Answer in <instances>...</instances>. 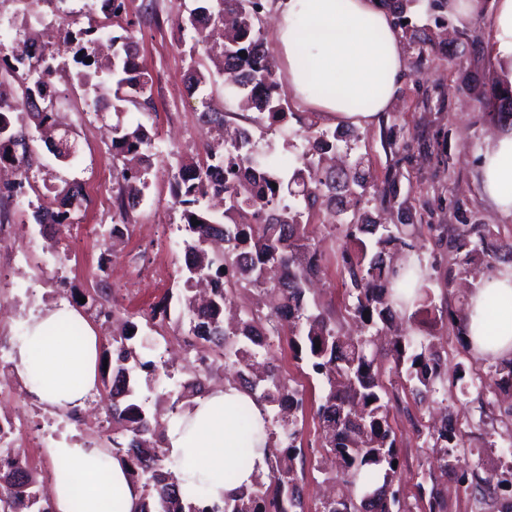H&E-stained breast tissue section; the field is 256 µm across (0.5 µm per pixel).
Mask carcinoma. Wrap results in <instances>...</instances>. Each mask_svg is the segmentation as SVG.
<instances>
[{"mask_svg": "<svg viewBox=\"0 0 512 512\" xmlns=\"http://www.w3.org/2000/svg\"><path fill=\"white\" fill-rule=\"evenodd\" d=\"M210 5L190 10L191 27L199 23L220 24L224 41L205 49V59L193 61L188 81L199 88L211 81L205 60L218 62V73L240 97L242 105L256 111L270 123L286 118L288 103L279 93L263 30V0H209ZM123 0H105L103 18H89L87 26L75 32L61 19L63 40L70 43L82 36L77 52L85 70L75 74L77 83L88 88L92 97L86 106L95 115L112 109L120 114L127 104L150 108L152 80L139 62L133 30L125 27L120 35L112 31ZM55 57L40 53L9 61L0 48V101L5 97L17 105L0 106V164L18 169L25 182L36 178L30 138L16 125L14 114L27 112L37 121L36 128L53 126L55 101L49 77L59 65ZM502 122L512 124V101L494 96L480 102ZM203 123L214 132V142L190 165L172 175L176 202L185 206L183 240L189 256L183 291L190 318L188 346L209 349L214 360L235 369L236 383L256 401L267 406L271 423L281 433H268V474L257 476L252 487L222 503L208 502L199 493L181 485L169 470L167 452L158 430L157 417L149 416L139 402L138 372L148 375L159 370L157 363L143 358L150 349L136 342L138 325L125 321L112 335V381L102 380L99 396L110 402L106 423L112 425L107 438L113 455L124 458L133 483L141 486V512H305L303 487L297 464L304 463L298 415L304 411L303 394L288 384L275 365L260 371L255 359L270 354L273 343L263 334L262 322L268 316L249 309L235 325L224 324V305L231 287L244 285L260 290L272 302L271 314L291 323L290 345L297 360L323 382V400L318 408L321 444L336 459L327 480L346 487V491L321 503V512H410L394 488L399 459L396 438L388 422L386 388L375 370L376 353L372 336L351 338L336 331L331 317L306 298L307 285L321 271L322 253L307 235V217L315 207L327 210V223L343 224L350 208L360 205L367 174L362 161L336 173L324 172L317 157L336 149L343 132L314 131L307 137L302 167L293 172L259 159L257 142L251 129H238L231 145L224 144V113L206 111ZM113 157L137 155L140 164L121 172L123 185L117 189L112 231L128 223L130 201L147 186L153 168L152 136L146 126L112 125ZM294 198L285 202L284 195ZM224 202V212L216 215L207 201ZM85 201L79 185L67 183L52 201L38 202L32 216L38 224L64 228L70 210ZM200 224L192 225L191 217ZM231 220L224 224L220 217ZM440 238L448 239L460 272L478 270L488 258L512 259V242L498 237L488 225L473 224L465 230L436 228ZM367 234L365 242L359 235ZM345 237L358 242L357 249L344 250L342 269L350 308L371 329L387 324L395 315L392 299L395 288H414L418 311L432 305L431 289L425 280H415L386 262L391 249L410 248L407 234L399 224L384 226L365 213L361 223L346 225ZM320 347H315V341ZM395 373L405 388L420 400L436 398L444 390L446 371L433 336L400 331L392 339ZM491 377L500 390H512V358H502L491 366ZM207 373L194 370L181 382L183 390L200 395L207 390ZM427 436L437 448L430 464L431 488L427 512H444V501L437 488V475L456 468L457 449L464 446L453 419L445 417L428 428ZM477 478L482 501L494 498L491 479L477 473L461 472ZM40 473L27 464L18 452L0 454V512H51L50 503L39 495Z\"/></svg>", "mask_w": 512, "mask_h": 512, "instance_id": "cac0c4a2", "label": "carcinoma"}]
</instances>
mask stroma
<instances>
[{
	"mask_svg": "<svg viewBox=\"0 0 512 512\" xmlns=\"http://www.w3.org/2000/svg\"><path fill=\"white\" fill-rule=\"evenodd\" d=\"M439 3L417 0L406 15H393L406 59L399 96L389 112L369 126L355 128L340 146L351 157H363L372 175L374 187L367 190L360 212L381 215L391 224L409 225L411 254L433 292L429 311L416 313L409 324L415 329L432 326L441 346L448 389L443 405L464 435L461 469L476 471L482 478L493 474L501 481L496 500L480 511L473 485L460 482L458 471L449 472L438 480L445 512H500L502 504L512 502V474L505 470L512 462L507 452L512 445V413L496 404L488 414H481V402L494 401L497 392L489 374L491 361L465 350L452 324L453 318L462 317L469 289L478 284L482 274H468L463 284L449 280V272L457 268L455 256L433 231L439 224L459 229L487 224L501 237L512 238V219L501 217L491 207L478 176L479 153L503 125L495 116L466 107L467 102L490 95L500 73L492 51L496 0H478L477 12L466 23L440 8ZM193 7V0H125L124 16L136 30L139 61L153 79L154 109L147 114L130 105L122 116L108 111L95 117L72 79L79 69L72 61V50L52 42V49L61 50L68 62L52 79L56 118L70 132L76 153L59 161L44 137H35V165L47 178L38 181L35 190L18 194L9 190L16 174L0 166V263L19 269L13 280L0 283V341L6 346H13L23 333L30 311L61 303L75 308L80 297L96 296L117 317L138 324L140 335L156 345L152 353L155 360L165 358L171 340L185 339L190 328L179 300L185 270L182 208L174 203L170 182L181 165L213 140L212 132L199 121L200 112L225 106L229 125L251 128L259 150H271L273 160L287 161L292 169L300 165L308 126L330 128L324 115L302 109L294 101L285 121L272 126L254 122L252 113L239 110L228 100L224 78L218 74L213 75L211 84L189 91L188 49L196 33L184 20ZM118 120L148 127L155 138L154 165L139 203L129 212L127 229L120 238L112 239L104 231L112 226L122 166L112 151L111 127ZM391 132L396 135L392 145L387 142ZM392 175L397 178L400 200L407 202V213H400L397 202L375 191L376 185ZM72 180L82 183L87 201L72 211L69 229L58 231L36 224L29 200L35 193L56 190ZM324 217L320 210L310 218L309 235L323 254L313 298L337 328L352 333L356 323L346 309L348 296L341 278L344 229L325 225ZM161 302L168 306L167 320L153 327L146 325V315ZM289 339L287 325H280L272 358L280 373L304 394L305 410L299 427L306 462L299 479L309 512H319L322 497L329 490L319 466L324 455L317 416L322 390L319 378L295 359ZM375 352L401 458L396 486L410 512H424L419 485L435 455L425 434L433 422V405L415 401L405 390L393 371L387 337L378 339ZM194 360V351L182 350L174 377L160 373L143 385L141 400L147 412L170 419L167 403L158 396L176 390L178 381L192 371ZM461 364L481 378L465 397L460 395L461 383L456 379ZM4 415L15 425V448L49 479L59 467L45 449L29 446L32 431L45 432L50 441L68 436L100 447L106 442L101 434L105 402L87 404L79 417L65 419L60 411L30 398L24 381L16 375L0 382V416Z\"/></svg>",
	"mask_w": 512,
	"mask_h": 512,
	"instance_id": "stroma-1",
	"label": "stroma"
}]
</instances>
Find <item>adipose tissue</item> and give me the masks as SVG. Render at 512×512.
Wrapping results in <instances>:
<instances>
[{"label": "adipose tissue", "instance_id": "adipose-tissue-1", "mask_svg": "<svg viewBox=\"0 0 512 512\" xmlns=\"http://www.w3.org/2000/svg\"><path fill=\"white\" fill-rule=\"evenodd\" d=\"M276 40L288 63V91L302 106L334 123L363 126L397 99L405 70L399 35L379 0H278ZM483 192L493 208L512 217V131L497 133L480 164ZM509 307H501L503 299ZM497 307V319L486 312ZM82 326L79 336L71 324ZM462 327L473 352L512 357V265L484 278L469 297ZM98 337L77 310L60 306L31 313L14 346L19 376L31 377V398L77 413L97 386ZM248 409L256 428L265 411L232 384L196 397L173 416L164 448L179 479L198 485L212 501H223L266 472L263 440L242 442L238 413ZM248 467H237L240 455ZM49 455L68 480L55 484L54 512H139L142 492L122 460L103 448L72 438L55 441Z\"/></svg>", "mask_w": 512, "mask_h": 512}]
</instances>
